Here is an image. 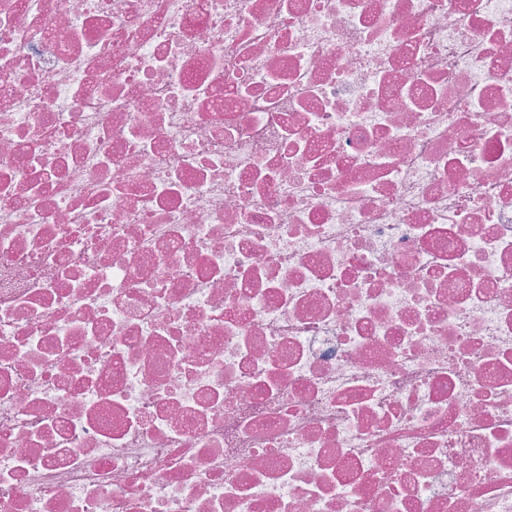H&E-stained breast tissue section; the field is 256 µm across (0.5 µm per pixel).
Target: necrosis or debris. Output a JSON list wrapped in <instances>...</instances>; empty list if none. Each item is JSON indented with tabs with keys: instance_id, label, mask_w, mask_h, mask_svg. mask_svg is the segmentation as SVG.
Wrapping results in <instances>:
<instances>
[{
	"instance_id": "1",
	"label": "necrosis or debris",
	"mask_w": 512,
	"mask_h": 512,
	"mask_svg": "<svg viewBox=\"0 0 512 512\" xmlns=\"http://www.w3.org/2000/svg\"><path fill=\"white\" fill-rule=\"evenodd\" d=\"M0 512H512V0H0Z\"/></svg>"
}]
</instances>
